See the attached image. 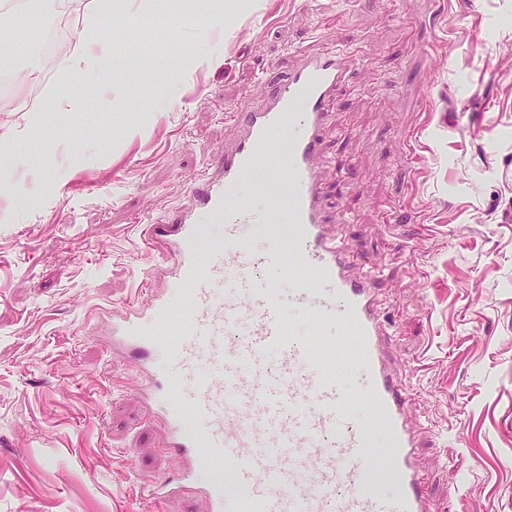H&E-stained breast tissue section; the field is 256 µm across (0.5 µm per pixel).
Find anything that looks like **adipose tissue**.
Returning <instances> with one entry per match:
<instances>
[{
    "label": "adipose tissue",
    "instance_id": "ef3b65f1",
    "mask_svg": "<svg viewBox=\"0 0 512 512\" xmlns=\"http://www.w3.org/2000/svg\"><path fill=\"white\" fill-rule=\"evenodd\" d=\"M113 6V0H90L86 5L83 13L85 34L59 59L55 81L43 90L44 104L67 105V89L83 83L92 70L109 63L112 50L100 37L99 28L101 18L110 15Z\"/></svg>",
    "mask_w": 512,
    "mask_h": 512
}]
</instances>
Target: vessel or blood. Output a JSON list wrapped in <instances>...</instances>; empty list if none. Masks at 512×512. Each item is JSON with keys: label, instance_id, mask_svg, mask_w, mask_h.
Segmentation results:
<instances>
[{"label": "vessel or blood", "instance_id": "b4317fda", "mask_svg": "<svg viewBox=\"0 0 512 512\" xmlns=\"http://www.w3.org/2000/svg\"><path fill=\"white\" fill-rule=\"evenodd\" d=\"M344 73L336 51L302 55L262 107L234 113L241 135L190 186L194 208L147 227L167 286L127 302L104 344L136 356L146 413L183 463L153 500L199 489L210 512H432L377 278L326 230L322 138ZM261 167L286 191L252 187Z\"/></svg>", "mask_w": 512, "mask_h": 512}]
</instances>
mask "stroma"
Returning <instances> with one entry per match:
<instances>
[{
	"instance_id": "35a3bbf8",
	"label": "stroma",
	"mask_w": 512,
	"mask_h": 512,
	"mask_svg": "<svg viewBox=\"0 0 512 512\" xmlns=\"http://www.w3.org/2000/svg\"><path fill=\"white\" fill-rule=\"evenodd\" d=\"M102 23L139 68L29 112L44 59L0 79V512H206L150 500L178 458L98 323L147 301L144 230L303 51L346 54L325 131L331 232L375 273L433 512H512V0H207ZM138 453L128 464L125 449Z\"/></svg>"
}]
</instances>
